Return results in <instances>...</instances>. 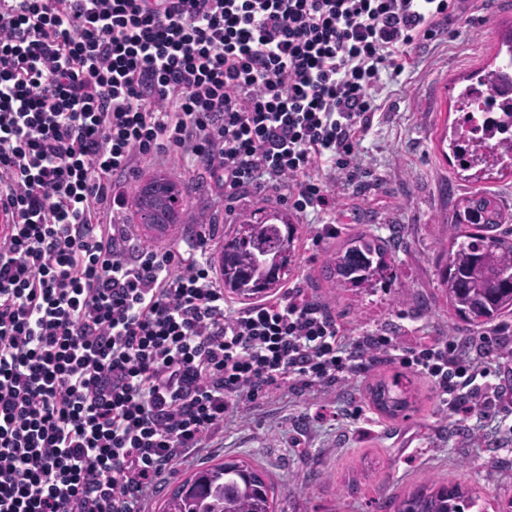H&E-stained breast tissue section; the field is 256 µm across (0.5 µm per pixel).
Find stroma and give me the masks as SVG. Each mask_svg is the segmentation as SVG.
<instances>
[{
    "instance_id": "obj_1",
    "label": "stroma",
    "mask_w": 512,
    "mask_h": 512,
    "mask_svg": "<svg viewBox=\"0 0 512 512\" xmlns=\"http://www.w3.org/2000/svg\"><path fill=\"white\" fill-rule=\"evenodd\" d=\"M511 29L512 0H495L487 11L479 0H458L447 31L409 49L401 75L381 73L372 90L379 109L359 147L360 192H352L340 171H319L336 197L335 209L301 214L282 194L272 193L242 199L234 215H227L206 169L178 153L162 162L139 160L136 175L126 178L127 192L136 196L156 174L177 184L183 211L164 242L184 253L194 248L202 225H216L220 245L243 215L287 212L297 228L288 281L327 304L345 335L373 331L398 337L406 346L425 336L475 335L437 284L445 262L440 241L448 222L459 219L458 203L470 191L490 192L512 212V175L467 179L441 137L459 118L458 91L489 68L499 34ZM325 224L335 225V235L308 245ZM361 232L387 244L399 274L393 288L366 295L329 287L320 278L323 254ZM396 374L408 379L413 398L405 416L391 419L371 404L367 389L375 379ZM230 457L263 469L277 493V512H393L394 497L431 478L475 489L480 512H500L512 499V442H505L492 422L451 414L427 379L397 364L317 396L284 392L258 407H238L223 433L177 464L146 502V512H160L175 485L194 471Z\"/></svg>"
}]
</instances>
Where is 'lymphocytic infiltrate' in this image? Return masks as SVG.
I'll return each instance as SVG.
<instances>
[{
  "mask_svg": "<svg viewBox=\"0 0 512 512\" xmlns=\"http://www.w3.org/2000/svg\"><path fill=\"white\" fill-rule=\"evenodd\" d=\"M453 0H0V512H145L183 453L241 405L327 390L382 362L453 413L512 409L492 382L512 338L402 346L341 334L301 288L230 308L211 259L136 245L135 162L182 152L225 201L335 198L358 176L382 70ZM111 220H104V213Z\"/></svg>",
  "mask_w": 512,
  "mask_h": 512,
  "instance_id": "f902f5d3",
  "label": "lymphocytic infiltrate"
}]
</instances>
